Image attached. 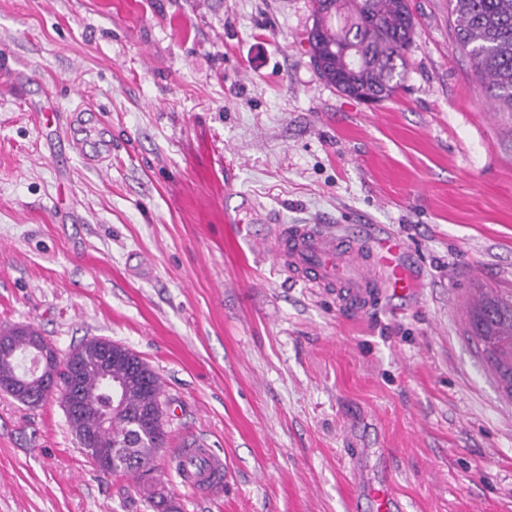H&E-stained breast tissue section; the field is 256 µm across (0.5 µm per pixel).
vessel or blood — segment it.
<instances>
[{
	"label": "vessel or blood",
	"mask_w": 512,
	"mask_h": 512,
	"mask_svg": "<svg viewBox=\"0 0 512 512\" xmlns=\"http://www.w3.org/2000/svg\"><path fill=\"white\" fill-rule=\"evenodd\" d=\"M81 110L63 115L59 134L86 165L98 167L104 155L91 150ZM404 243L394 236L349 240L323 224H293L288 228L284 268L291 278L309 288L335 287L346 309L368 310L382 292L405 295L414 288L412 274L402 257ZM177 476L195 492L222 485L224 461L212 449H185Z\"/></svg>",
	"instance_id": "b4317fda"
}]
</instances>
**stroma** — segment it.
Instances as JSON below:
<instances>
[{
  "label": "stroma",
  "mask_w": 512,
  "mask_h": 512,
  "mask_svg": "<svg viewBox=\"0 0 512 512\" xmlns=\"http://www.w3.org/2000/svg\"><path fill=\"white\" fill-rule=\"evenodd\" d=\"M392 99L319 78L312 0H0V328L66 356L107 338L163 383L156 491L178 512H512V399L465 301L512 289V112L448 0H410ZM88 107L107 168L47 145L34 103ZM289 224L393 234L417 286L346 312L276 261ZM203 441L224 484L172 460ZM0 512H153L57 400L0 390ZM176 468L182 486L194 492H202L224 482V461L211 448L194 450L186 448Z\"/></svg>",
  "instance_id": "1"
}]
</instances>
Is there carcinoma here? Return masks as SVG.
I'll return each instance as SVG.
<instances>
[{"instance_id": "1", "label": "carcinoma", "mask_w": 512, "mask_h": 512, "mask_svg": "<svg viewBox=\"0 0 512 512\" xmlns=\"http://www.w3.org/2000/svg\"><path fill=\"white\" fill-rule=\"evenodd\" d=\"M457 48L470 57L491 98L512 109V0H448ZM416 24L408 0H314L308 33L311 60L321 79L343 95L383 101L403 87L406 52ZM468 325L503 392L512 397V289L486 291L470 310ZM106 339L92 338L71 351L84 364L78 395L82 410L67 416L87 455L112 452V472L150 480L166 431L158 374L129 348L112 343V376L126 380L121 409L99 371ZM152 405L145 425L129 414Z\"/></svg>"}]
</instances>
